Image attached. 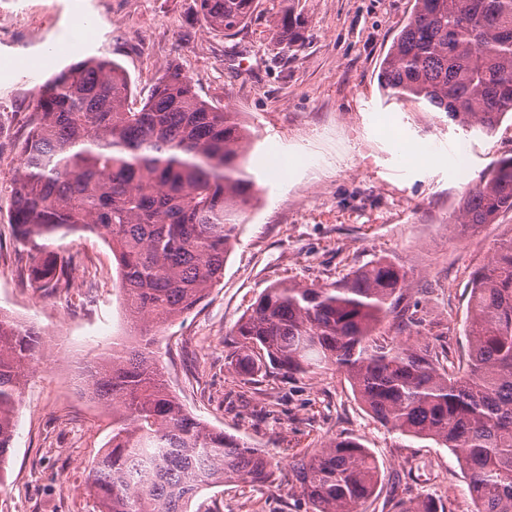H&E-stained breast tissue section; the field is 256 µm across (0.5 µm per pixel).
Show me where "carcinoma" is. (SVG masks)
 Returning <instances> with one entry per match:
<instances>
[{"label":"carcinoma","instance_id":"cac0c4a2","mask_svg":"<svg viewBox=\"0 0 512 512\" xmlns=\"http://www.w3.org/2000/svg\"><path fill=\"white\" fill-rule=\"evenodd\" d=\"M210 32L236 35L260 0H198ZM307 20L279 0L275 28L291 48ZM387 100L424 104L463 126L493 132L512 113V0H414L381 66ZM104 55L68 64L38 86L34 123L20 149L9 200L27 277L57 288L69 262L56 238L93 234L112 251L131 341L88 362L84 384L112 415L108 448L92 462L87 492L98 512H189L205 489L264 485L273 459L191 415L169 390L156 332L189 313L224 276L254 197L237 113L203 100L168 65L143 107ZM512 210V158L469 188L460 223L477 228ZM406 291V275L377 260L329 286L276 283L231 329L230 365L243 383L280 371L334 365L388 431L460 448L474 512H512V235L469 281L465 364L448 372L436 346L380 331ZM37 329L0 314V485L16 432L23 379L42 350ZM310 512H358L380 479L353 437L295 459ZM401 512H441L425 497Z\"/></svg>","mask_w":512,"mask_h":512}]
</instances>
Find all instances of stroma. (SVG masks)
Instances as JSON below:
<instances>
[{
	"label": "stroma",
	"mask_w": 512,
	"mask_h": 512,
	"mask_svg": "<svg viewBox=\"0 0 512 512\" xmlns=\"http://www.w3.org/2000/svg\"><path fill=\"white\" fill-rule=\"evenodd\" d=\"M412 8L413 0H298L308 24L303 46L289 51L275 37L272 0L233 38L202 27L197 0H0V311L84 354L125 334L116 262L103 241H55L71 267L66 284L45 291L28 283L30 258L8 219L33 94L56 71L88 52L109 56L127 71L137 109L174 63L202 99L238 112L251 132L244 168L258 191L224 276L159 331L157 346L186 410L269 453L278 470L262 486L202 491L198 512H309L290 463L346 436L370 448L381 471L359 512H399L401 502L424 495L445 512L473 510L455 452L403 446L336 367L245 384L227 360L232 327L266 287L329 285L378 259L407 274L419 321L412 339L437 342L448 367L465 358L469 279L512 232V210L468 230L458 222L459 201L512 158V116L485 134L386 100L381 61ZM402 139L420 154H402ZM111 434V408L90 401L69 367L45 351L23 391L0 512H97L85 486Z\"/></svg>",
	"instance_id": "stroma-1"
}]
</instances>
